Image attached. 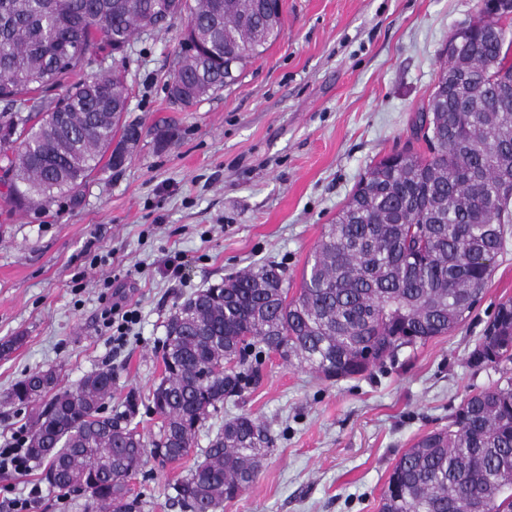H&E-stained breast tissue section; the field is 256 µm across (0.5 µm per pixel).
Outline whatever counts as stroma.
Returning <instances> with one entry per match:
<instances>
[{
    "label": "stroma",
    "instance_id": "1",
    "mask_svg": "<svg viewBox=\"0 0 512 512\" xmlns=\"http://www.w3.org/2000/svg\"><path fill=\"white\" fill-rule=\"evenodd\" d=\"M284 31L234 85L180 111L166 84L183 40L175 22L138 36L125 52L132 88L125 118L145 127L175 121L157 148L144 135L121 171L99 167L80 204L60 197L49 212L17 211L0 186V448L31 431L39 404L7 401L25 375L56 369L61 386L111 365L107 407L129 393L148 399L161 374L165 322L197 289L264 262L299 285L327 226L369 167L412 138L413 120L446 61L449 36L482 0H283ZM179 256V277L163 262ZM139 310L124 343L101 316L111 281ZM512 299V236L483 298L455 330L399 351L369 376L324 381L307 367L261 354V380L211 420L248 413L275 440L257 481L224 512H379L396 459L447 426L464 396L492 386L493 371L468 356L496 305ZM208 445L177 463H148L130 482L145 512H180L172 486ZM85 512L44 468L0 467V512Z\"/></svg>",
    "mask_w": 512,
    "mask_h": 512
}]
</instances>
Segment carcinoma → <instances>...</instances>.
Returning a JSON list of instances; mask_svg holds the SVG:
<instances>
[{
	"instance_id": "obj_1",
	"label": "carcinoma",
	"mask_w": 512,
	"mask_h": 512,
	"mask_svg": "<svg viewBox=\"0 0 512 512\" xmlns=\"http://www.w3.org/2000/svg\"><path fill=\"white\" fill-rule=\"evenodd\" d=\"M186 22L184 49L167 84L191 108L236 83L283 32L281 0H0V183L17 210L46 209L81 189L116 147L138 145L140 124L122 121L125 70L76 81L86 57L122 49L135 34ZM457 60L441 70L411 145L377 162L327 227L288 298V276L257 265L177 303L165 324L163 372L148 409L157 433L132 425L139 398L108 412L106 365L71 389L52 368L15 382L21 404L52 397L27 438L29 459L52 462L48 482L88 497L87 512H144L128 480L149 460L183 458L224 402L259 380L263 352L306 365L327 381L356 379L404 348L460 325L481 301L512 224V26L482 10ZM59 89L61 94L47 98ZM498 375L464 397L447 427L421 437L396 461L380 512H512V300L498 303L468 357ZM273 450L248 413L224 421L203 459L174 485L182 512H220L258 478Z\"/></svg>"
}]
</instances>
